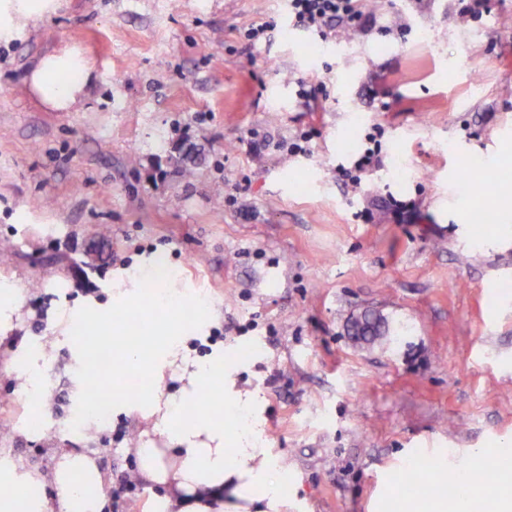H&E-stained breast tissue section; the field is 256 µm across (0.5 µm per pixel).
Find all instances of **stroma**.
<instances>
[{
	"mask_svg": "<svg viewBox=\"0 0 512 512\" xmlns=\"http://www.w3.org/2000/svg\"><path fill=\"white\" fill-rule=\"evenodd\" d=\"M462 6L388 0L365 27L301 46L283 0H58L0 40V240L15 245L0 279L22 301L0 339V461L45 471L89 450L106 485L136 474L137 414L69 430L72 347L103 336L67 318L110 305L112 281L160 255L211 306L190 347L261 389L292 512H392L404 476L496 471L478 452L512 449V0L464 26ZM262 23L260 43L240 37ZM73 45L99 78L79 109L49 111L27 75ZM304 132L308 154L276 150ZM374 137L380 166L345 184L337 165ZM189 148L193 182L175 162ZM366 310L399 342L356 345L347 324ZM42 352L34 431L17 361Z\"/></svg>",
	"mask_w": 512,
	"mask_h": 512,
	"instance_id": "obj_1",
	"label": "stroma"
}]
</instances>
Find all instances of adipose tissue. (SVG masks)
Returning <instances> with one entry per match:
<instances>
[{
    "label": "adipose tissue",
    "mask_w": 512,
    "mask_h": 512,
    "mask_svg": "<svg viewBox=\"0 0 512 512\" xmlns=\"http://www.w3.org/2000/svg\"><path fill=\"white\" fill-rule=\"evenodd\" d=\"M56 0H0V39L34 16L55 11ZM97 75L78 47L41 57L27 85L48 109L68 112L81 104ZM154 288V306L139 307L140 290ZM181 293L158 258L114 287L112 304L83 309L86 325L100 329L112 343V385L120 404L140 412L146 423L135 450L142 479L166 488L157 512H288L289 474L263 446L264 421L259 394L238 388L218 359L206 362L187 348L191 333L176 308ZM138 313L153 330L131 339L127 323L114 309ZM180 384L166 390L167 380ZM224 407L229 420L203 408L204 396ZM43 475L21 463L0 470V512H13L16 491L42 484ZM65 490L63 512H102L103 474L85 451L57 456L50 477Z\"/></svg>",
    "instance_id": "obj_1"
}]
</instances>
